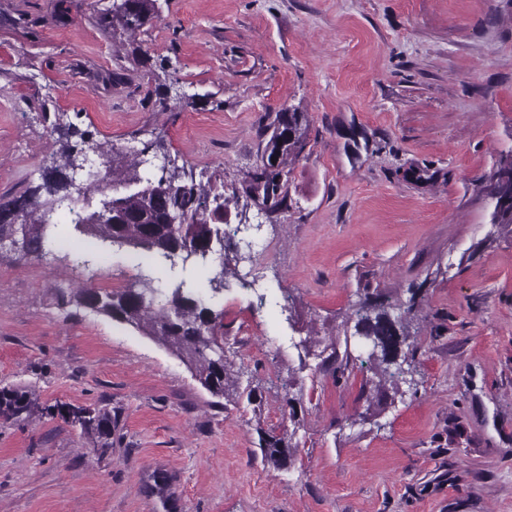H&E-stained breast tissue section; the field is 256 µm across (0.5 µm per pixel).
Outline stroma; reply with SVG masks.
<instances>
[{"mask_svg": "<svg viewBox=\"0 0 512 512\" xmlns=\"http://www.w3.org/2000/svg\"><path fill=\"white\" fill-rule=\"evenodd\" d=\"M111 3L0 0V202L38 184L45 113L161 141L226 199L237 276L173 277L256 395L218 402L153 337L59 306L139 261L64 226L54 258L0 266V392L38 407L0 418V512H512V232L482 189L512 149V0H159L132 39L100 24ZM291 107L306 143L270 209L250 175ZM361 302L414 304L415 385L363 396ZM60 403L111 435L44 414ZM291 427L267 468L262 433ZM46 412L54 416L55 412L67 421L78 424L88 437L98 435H110L111 417L106 412L90 407H76L70 405H55L47 408Z\"/></svg>", "mask_w": 512, "mask_h": 512, "instance_id": "stroma-1", "label": "stroma"}]
</instances>
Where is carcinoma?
<instances>
[{"mask_svg": "<svg viewBox=\"0 0 512 512\" xmlns=\"http://www.w3.org/2000/svg\"><path fill=\"white\" fill-rule=\"evenodd\" d=\"M133 12L117 9L100 15V22L120 29L129 36L160 17L158 0H133ZM308 117L297 109L276 114L271 123L272 132L262 153V165L250 176V190L262 196L273 207L284 200V171L282 165L299 156L305 146ZM52 132L58 134L57 149L41 173V183L7 202L0 203V240L8 243L20 236L24 247L16 250L0 247V266L6 262L34 255L44 259L51 255L58 239L55 230L66 218L74 230L100 240L103 246L117 245L143 253L147 258L175 268L177 265L201 264L209 267V285L214 291L224 287L226 277L238 276L230 267L231 259L217 253L214 244L224 241V230L206 218L207 211L224 210V194L211 186L181 185L180 176L160 169L155 178H144L138 169L146 163L143 152H129L106 171L107 183L114 194L105 195L97 206H92L89 195L99 189V174L87 172L81 196L70 197L67 176L73 164L93 153L101 158L116 153L115 147L106 148L93 139V134L82 131L73 123L55 120ZM181 212L186 222L172 226L164 223L169 213ZM60 305H75L90 309L112 320L127 323L146 335L170 346L179 355L195 365L204 388L217 397H229L234 385L229 364L218 368L205 356L212 345L224 341L219 328L204 300L185 288L180 282L173 286L163 284L161 278L142 274L121 293L97 288H80L72 297L61 294ZM413 306L400 305L372 307L360 303L356 310V333L370 337L379 355L368 356L373 376L378 385L391 383L393 387L404 382V373L415 369L409 354L402 353L397 360L398 341L410 338L409 325ZM34 412V404L19 391L0 393V417L19 418ZM50 415L80 426L87 436L111 433V417L95 408L55 405L47 408ZM289 441L283 436L269 434L261 448L267 464L279 468L285 462Z\"/></svg>", "mask_w": 512, "mask_h": 512, "instance_id": "obj_1", "label": "carcinoma"}]
</instances>
